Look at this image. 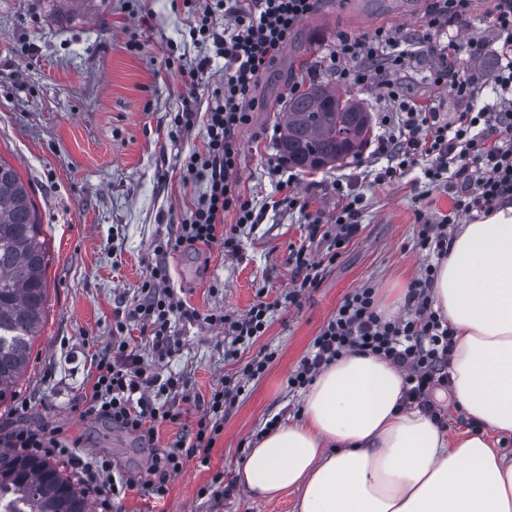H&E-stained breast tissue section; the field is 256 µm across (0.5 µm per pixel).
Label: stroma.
<instances>
[{"label":"stroma","mask_w":512,"mask_h":512,"mask_svg":"<svg viewBox=\"0 0 512 512\" xmlns=\"http://www.w3.org/2000/svg\"><path fill=\"white\" fill-rule=\"evenodd\" d=\"M434 0H320L293 33L276 63L260 78L251 121L240 133V192L262 208L258 223L242 228L236 254L185 246L165 264L170 286L198 313H245L259 300L271 303L268 328L252 343L224 354L219 327L176 322L173 354L157 360L147 337L131 327L133 344L162 375H178L191 393L208 398L224 377H238L261 352L273 353L267 371L246 381L224 413L210 468L184 463L161 499L128 491L112 512H293L296 495L272 500L249 496L236 472L266 421L298 417L303 391H290L289 373L343 297L364 283L377 290L380 307L393 306L425 264L415 247L417 213L436 217L452 201L425 191L410 169L380 184L370 152L335 167L298 173L299 212L276 201L285 191L274 168L289 85L334 82L324 58L338 35L360 37L376 28L401 30L414 39ZM494 0H471L464 24L453 28L459 68L492 74L501 43L492 27ZM150 16V26L140 19ZM479 40L485 53L471 56ZM197 55L183 12L172 0H0V159L13 166L38 207L49 252L46 315L29 366L14 396L0 405V436L24 427L59 430L81 458L99 457L138 475L149 451L132 434L103 419L82 415L92 386L90 361L109 345L115 315L143 299L141 283L155 265L154 246L167 239L205 192V183H183L179 168L204 146L202 123L177 131L174 117L187 93L178 70L165 66L173 48ZM433 59L418 56L398 74L421 105L457 112L450 88L430 84ZM352 179L364 198L362 229L317 288L300 303L288 300L294 272L288 258L306 248L325 253L327 241L310 225L329 227L338 200L335 182ZM223 480H215L216 471Z\"/></svg>","instance_id":"obj_1"}]
</instances>
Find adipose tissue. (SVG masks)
<instances>
[{
  "instance_id": "adipose-tissue-1",
  "label": "adipose tissue",
  "mask_w": 512,
  "mask_h": 512,
  "mask_svg": "<svg viewBox=\"0 0 512 512\" xmlns=\"http://www.w3.org/2000/svg\"><path fill=\"white\" fill-rule=\"evenodd\" d=\"M431 296L456 331L454 400L485 429L512 433V205L460 225ZM404 386L381 357L338 359L298 420L258 437L239 484L268 499L297 492L295 512H512V456L404 407Z\"/></svg>"
}]
</instances>
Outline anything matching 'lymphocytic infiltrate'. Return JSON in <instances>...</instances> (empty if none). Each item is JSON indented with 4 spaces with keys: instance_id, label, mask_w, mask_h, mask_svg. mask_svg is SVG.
<instances>
[{
    "instance_id": "lymphocytic-infiltrate-1",
    "label": "lymphocytic infiltrate",
    "mask_w": 512,
    "mask_h": 512,
    "mask_svg": "<svg viewBox=\"0 0 512 512\" xmlns=\"http://www.w3.org/2000/svg\"><path fill=\"white\" fill-rule=\"evenodd\" d=\"M496 2L492 25L503 44L493 74L463 72L458 67L459 46L449 30L465 21L470 0H436L425 30L417 38L423 55L434 61L429 81L450 86L458 102L459 110L451 117L437 108L416 104L396 81V74L408 68L412 59L411 53L400 49L401 37L396 30L379 28L361 37L338 36L326 55L327 67L337 80L355 85L375 83L386 104L380 117L382 131L372 151L386 165L376 172V181L391 182L418 158L428 157L432 164L422 172L424 183L447 191L452 206L440 217H417L415 246L429 256L430 262L411 284L404 314L384 317L370 284L353 289L315 337L312 353L303 357L289 375V388L308 387L324 366L349 353L376 355L404 372L409 404L440 419L432 395L436 388L449 385L454 331L432 306L430 288L437 267L431 259L447 254L454 238L452 227L461 217L489 215L512 199V0ZM317 3L182 0L193 42L212 44L214 56L224 60V80L213 89L204 113H197L189 102L174 118L176 128L181 130L198 122L203 125L204 149L184 162L181 178L186 183L205 181L206 190L184 215L177 233L158 244V251L202 244L233 252L237 240L234 232L224 229L225 213L235 212L241 225L258 222L252 199L243 196L237 187L238 134L250 121L246 103L258 79ZM488 89L494 94L490 102L484 98ZM335 188L341 204L331 230L323 234L328 246L322 259L311 260L302 248L290 257L299 283L289 292V301L313 290L327 263L333 262L361 229L362 196L340 181ZM141 291L143 301L125 318L116 319L111 344L90 363L93 384L85 397L84 413L109 421L153 448L157 425L181 418L176 401L183 397L186 384L181 378H165L145 366L130 337L124 334L126 323L137 322L150 337L153 350L164 357L170 355L173 343L171 318L195 320L199 314L170 287L165 266L152 268ZM270 310V304L260 301L245 315L216 312L208 314L207 320L223 326L225 335L234 342L245 343L264 334ZM241 389V384L231 378L215 387L191 439H179L168 450L154 452L141 481L115 476L109 461H84L53 434L19 429L9 435L8 441L25 454L70 466L86 493L99 497L103 504L124 498L128 490L138 486L161 497L167 494L171 477L182 470L185 460L210 467L224 410Z\"/></svg>"
}]
</instances>
